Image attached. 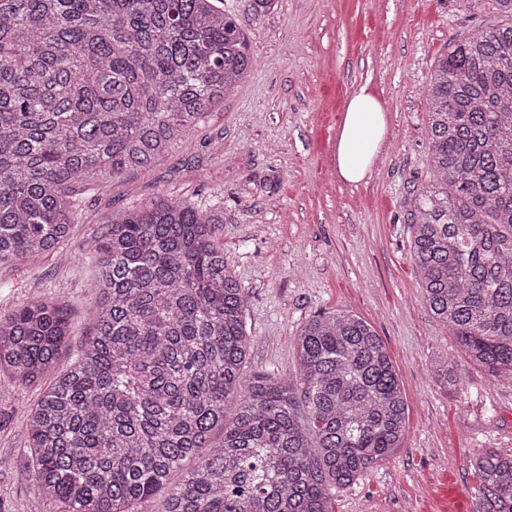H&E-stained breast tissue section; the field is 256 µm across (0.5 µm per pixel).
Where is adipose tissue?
Segmentation results:
<instances>
[{
	"label": "adipose tissue",
	"mask_w": 512,
	"mask_h": 512,
	"mask_svg": "<svg viewBox=\"0 0 512 512\" xmlns=\"http://www.w3.org/2000/svg\"><path fill=\"white\" fill-rule=\"evenodd\" d=\"M387 130L383 104L368 87H359L347 104L336 138V169L344 181L357 184L366 179Z\"/></svg>",
	"instance_id": "ef3b65f1"
}]
</instances>
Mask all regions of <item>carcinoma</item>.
I'll return each instance as SVG.
<instances>
[{"mask_svg":"<svg viewBox=\"0 0 512 512\" xmlns=\"http://www.w3.org/2000/svg\"><path fill=\"white\" fill-rule=\"evenodd\" d=\"M254 63L212 0H0V265L69 258L78 195L151 165ZM426 98L433 183L405 198L411 256L430 312L512 384V24L450 41ZM211 224L162 197L108 225L91 336L66 365L52 297L0 317V372L56 374L27 423L32 512H140L165 487L163 512H332V490L398 447L399 377L360 317L309 320L293 379L243 375L248 296ZM436 380L461 383L448 366ZM474 475L476 512H512V454L486 449Z\"/></svg>","mask_w":512,"mask_h":512,"instance_id":"cac0c4a2","label":"carcinoma"}]
</instances>
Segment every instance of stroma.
<instances>
[{
	"label": "stroma",
	"mask_w": 512,
	"mask_h": 512,
	"mask_svg": "<svg viewBox=\"0 0 512 512\" xmlns=\"http://www.w3.org/2000/svg\"><path fill=\"white\" fill-rule=\"evenodd\" d=\"M220 7L249 35L251 72L150 167L107 177L101 193L83 198L64 245L71 262L48 254L34 268L0 266V315L55 297L70 317L65 356L74 358L91 331V256L107 224L157 196L216 204L214 240L248 296L245 375L294 374L302 326L339 310L372 325L398 373L407 404L399 446L336 489L333 512H433L445 482L474 512L475 455L512 453V383L472 362L427 308L404 196L433 181L425 91L436 57L502 15L490 0H278L259 19L245 0ZM362 85L383 103L388 134L370 177L350 184L336 173V136ZM270 172L277 190L255 194L250 178ZM447 362L462 379L452 392L434 379ZM43 390L0 376V512H28L39 494L16 459Z\"/></svg>",
	"instance_id": "35a3bbf8"
}]
</instances>
